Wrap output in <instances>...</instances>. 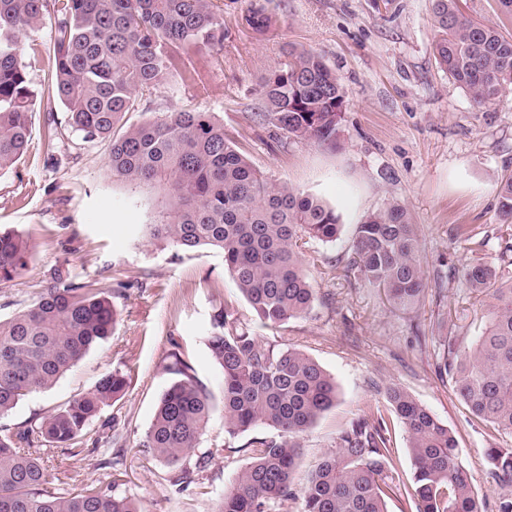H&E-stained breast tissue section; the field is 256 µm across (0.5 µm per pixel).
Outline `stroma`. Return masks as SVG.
I'll return each instance as SVG.
<instances>
[{
  "mask_svg": "<svg viewBox=\"0 0 512 512\" xmlns=\"http://www.w3.org/2000/svg\"><path fill=\"white\" fill-rule=\"evenodd\" d=\"M213 2L224 21L223 48L178 56L179 77L145 95L129 120L179 110L213 113L257 170L335 209L336 241L306 251L305 271L316 292L312 312L277 329L262 326L225 273L222 252L184 253L148 241L143 226L151 220L153 196L113 178L108 143L83 142L59 106L50 116L60 147L48 156L50 116L34 112L26 154L0 173V231L18 232L32 247L27 271L0 282V317L30 306L63 263L78 281L103 280L124 290L115 300L119 316L111 336L51 390L0 416V427L45 416L91 391L101 376L121 372L129 386L99 417L111 446L46 449L50 468L70 486L104 487L116 457L123 472L118 491L143 512H217L225 488L249 461L240 450L243 437L224 432V378L207 346L212 316L230 305L254 335L304 351L336 381L335 407L302 441L296 487L335 450L340 431L369 408L385 407L387 387L398 385L456 434L484 512H496L504 486L484 451L498 436L457 397L439 369V352L448 332L464 346L481 335L492 303L490 294L472 293L459 278L472 259L469 237L485 240V262L502 263L497 188L512 172V85L491 108L474 107L435 59L431 0H390L384 7L377 0H268L272 24L265 30L249 21L254 0ZM291 46L321 54L344 88L334 143L277 141L251 113L262 81ZM393 201L417 227L427 278L425 298L409 314L391 311L382 291L348 265L359 224ZM176 353L190 363L214 410L197 451L171 467L139 441L171 383L165 366ZM389 432L395 488L388 512H411L407 434L395 419Z\"/></svg>",
  "mask_w": 512,
  "mask_h": 512,
  "instance_id": "1",
  "label": "stroma"
}]
</instances>
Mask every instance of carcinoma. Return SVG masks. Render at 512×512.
Instances as JSON below:
<instances>
[{
    "mask_svg": "<svg viewBox=\"0 0 512 512\" xmlns=\"http://www.w3.org/2000/svg\"><path fill=\"white\" fill-rule=\"evenodd\" d=\"M441 67L478 108L512 85V37L466 18L459 0H433ZM48 25L52 68L47 109L57 102L86 143L109 142L112 175L158 194L150 239L176 250L214 248L224 271L266 327L310 314L312 288L304 251L329 243L340 230L322 198L269 180L226 137L210 112L181 110L127 123L143 95L167 84L173 52L224 44V24L212 0H0V172L25 154L35 94L21 61L24 33ZM344 91L335 72L313 51L291 48L259 92L256 119L273 135L336 140ZM499 210L512 220V173L498 185ZM476 254L461 280L472 291L494 286L488 323L461 350L453 331L443 340L444 367L472 415L512 438V271L477 258L486 242L469 237ZM418 238L404 206L390 202L359 224L350 266L393 307L408 311L426 288ZM30 247L14 232L0 233V282L23 274ZM118 312L112 287L76 281L67 266L53 269L36 302L0 319V416L26 397L49 390L95 344L112 334ZM208 346L224 376V433L250 435L249 463L224 490L218 512H279L301 497L303 512H388L392 464L388 423L381 410L358 418L338 436L301 490L293 475L301 440L336 405L334 379L312 357L278 340L253 335L224 305L211 324ZM173 381L161 396L140 446L170 466L198 447L213 405L185 361L167 366ZM128 381L102 376L85 395L41 419L0 428V512H142L129 497L87 485L60 491L39 447L97 446L90 435L105 406ZM390 411L402 423L412 458L410 499L415 512H482L455 435L410 393L387 388ZM274 436L255 433L258 428ZM499 481L512 487V445L485 450Z\"/></svg>",
    "mask_w": 512,
    "mask_h": 512,
    "instance_id": "cac0c4a2",
    "label": "carcinoma"
}]
</instances>
